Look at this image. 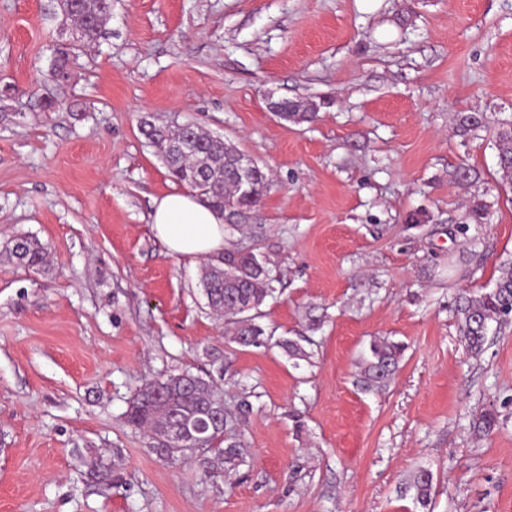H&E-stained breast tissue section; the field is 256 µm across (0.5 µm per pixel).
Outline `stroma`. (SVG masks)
Segmentation results:
<instances>
[{
	"mask_svg": "<svg viewBox=\"0 0 512 512\" xmlns=\"http://www.w3.org/2000/svg\"><path fill=\"white\" fill-rule=\"evenodd\" d=\"M106 29L63 82L57 0H0V512H512V323L474 357L456 314L512 263V0H112ZM283 97L317 120H280ZM145 116L268 173L242 244L280 276L262 325L312 336L311 362L230 342L202 260L156 237L152 200L179 184ZM19 235L46 268L9 258ZM378 338L405 351L369 392ZM187 370L227 406L255 393L236 469L162 460L126 421ZM498 165L501 177L512 184V123H503L502 129L497 133Z\"/></svg>",
	"mask_w": 512,
	"mask_h": 512,
	"instance_id": "1",
	"label": "stroma"
}]
</instances>
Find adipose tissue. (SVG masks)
I'll list each match as a JSON object with an SVG mask.
<instances>
[{
  "mask_svg": "<svg viewBox=\"0 0 512 512\" xmlns=\"http://www.w3.org/2000/svg\"><path fill=\"white\" fill-rule=\"evenodd\" d=\"M150 218L170 254L197 259L224 251V217L194 191L177 190L154 198Z\"/></svg>",
  "mask_w": 512,
  "mask_h": 512,
  "instance_id": "adipose-tissue-1",
  "label": "adipose tissue"
}]
</instances>
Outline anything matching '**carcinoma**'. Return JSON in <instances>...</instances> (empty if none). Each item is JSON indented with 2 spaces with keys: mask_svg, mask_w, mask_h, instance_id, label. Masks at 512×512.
<instances>
[{
  "mask_svg": "<svg viewBox=\"0 0 512 512\" xmlns=\"http://www.w3.org/2000/svg\"><path fill=\"white\" fill-rule=\"evenodd\" d=\"M63 16L73 22L71 38L58 50L54 60V72L60 79L69 75L71 56L75 51L97 42L104 34V26L110 12L102 0H58ZM288 113L283 120L293 123L311 122L314 112H304L294 101H284ZM146 134L159 147L169 173L180 183L195 190L209 206L224 213L232 223L226 225L228 238L252 228L249 220L256 212L262 197L269 188L264 168L255 166L248 187L239 192L236 169L237 150L215 139L202 128L186 126L188 137L193 141V154L181 156L173 150L179 133L147 123ZM498 165L501 177L512 184V123H503L497 133ZM9 256L24 267L38 270L45 264L47 247L33 237H20L8 248ZM276 269L266 256L245 249H224V255L210 260L202 269L201 283L207 305L215 313L224 316V323L231 327V341L244 347L260 346L275 342L288 358L310 361L302 342L312 343L307 336L296 339L275 337L258 323L263 317L261 307L275 292L278 282ZM461 341L467 352L478 355L483 350L489 323L512 321V264L502 269L495 286L477 296L465 299L460 306ZM404 346L385 339L374 341L369 356L361 363L359 383L365 391L379 390L387 386L398 370ZM251 408L243 398L236 408L224 404V394L212 382L200 375L185 372L156 379L145 384L129 400L127 421L135 428L145 430L152 439L155 453L165 460L196 459L203 469H209L210 456L224 460L232 470L246 459L241 440L224 439L218 432L196 445L179 447L168 444L172 431L191 427L198 421L214 414L224 415V427L228 428ZM433 473L428 469L416 471L409 483L417 500L425 504L431 494Z\"/></svg>",
  "mask_w": 512,
  "mask_h": 512,
  "instance_id": "carcinoma-1",
  "label": "carcinoma"
}]
</instances>
